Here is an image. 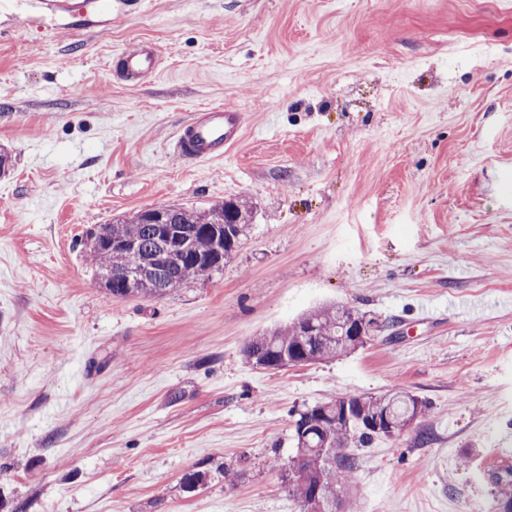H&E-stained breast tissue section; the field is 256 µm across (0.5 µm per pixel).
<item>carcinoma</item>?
I'll use <instances>...</instances> for the list:
<instances>
[{"label":"carcinoma","instance_id":"1","mask_svg":"<svg viewBox=\"0 0 512 512\" xmlns=\"http://www.w3.org/2000/svg\"><path fill=\"white\" fill-rule=\"evenodd\" d=\"M170 221L188 232L183 251L166 249V241L144 223L143 213L101 224L89 232L87 250L95 278L116 299L163 296L191 278L207 277L224 266L249 224L246 208L226 201L197 211L165 204ZM112 240H132L133 251L97 245V234ZM143 275L137 288H124L120 277L129 269ZM364 316L339 304L317 307L295 321L250 339L242 354L249 365L280 369L340 358L364 346L353 333L366 331ZM426 401L407 391L365 398H341L297 413L294 453L288 457V488L303 512H338L336 500L347 507L351 499L356 457L349 449L376 436L398 437L410 421L423 417ZM492 512H512V466L491 475Z\"/></svg>","mask_w":512,"mask_h":512}]
</instances>
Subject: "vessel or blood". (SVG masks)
Masks as SVG:
<instances>
[{"mask_svg": "<svg viewBox=\"0 0 512 512\" xmlns=\"http://www.w3.org/2000/svg\"><path fill=\"white\" fill-rule=\"evenodd\" d=\"M29 22L63 19L82 10L81 0H25ZM161 56L155 47L137 44L121 51L118 65L127 81L138 83L160 69ZM244 114L237 108L217 106L203 111L179 127L175 148L189 159L209 161L224 157L238 142L244 130Z\"/></svg>", "mask_w": 512, "mask_h": 512, "instance_id": "obj_1", "label": "vessel or blood"}]
</instances>
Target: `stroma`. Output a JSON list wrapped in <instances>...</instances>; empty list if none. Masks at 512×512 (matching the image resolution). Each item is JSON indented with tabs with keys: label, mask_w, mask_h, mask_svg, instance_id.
Segmentation results:
<instances>
[{
	"label": "stroma",
	"mask_w": 512,
	"mask_h": 512,
	"mask_svg": "<svg viewBox=\"0 0 512 512\" xmlns=\"http://www.w3.org/2000/svg\"><path fill=\"white\" fill-rule=\"evenodd\" d=\"M0 22V512H302L293 413L408 391L356 448L352 512H459L512 464V9L504 0H145ZM143 42L160 71L117 57ZM240 107L222 159L176 152ZM245 201L221 271L118 300L81 239L159 204ZM336 303L348 356L257 369L252 337ZM428 444H419V432ZM199 472L194 491L185 476ZM161 56L153 46L136 44L121 51L118 65L122 76L129 82L139 83L156 75L160 69ZM243 117L244 112L236 107L209 108L179 127L175 148L187 158L197 161L224 157L242 136Z\"/></svg>",
	"instance_id": "stroma-1"
}]
</instances>
